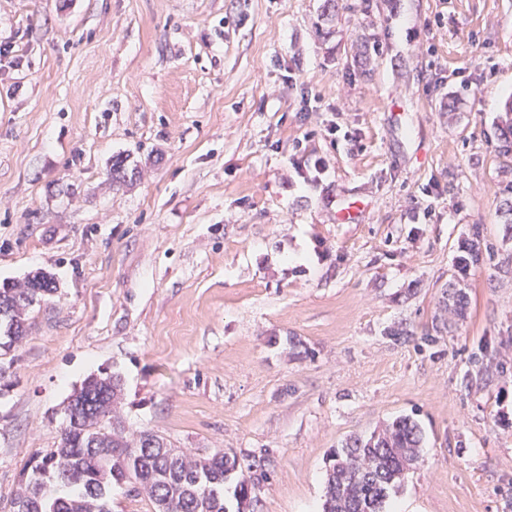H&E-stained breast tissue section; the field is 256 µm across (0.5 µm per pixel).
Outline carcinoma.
Masks as SVG:
<instances>
[{
    "instance_id": "obj_1",
    "label": "carcinoma",
    "mask_w": 512,
    "mask_h": 512,
    "mask_svg": "<svg viewBox=\"0 0 512 512\" xmlns=\"http://www.w3.org/2000/svg\"><path fill=\"white\" fill-rule=\"evenodd\" d=\"M482 256L481 240L474 237L464 243L457 263L467 268ZM54 291L44 272L0 288V321H6L9 342L25 336L28 309ZM120 393V379L108 374L89 377L71 395L92 398L94 413L67 418L59 447L19 481L13 512H108L103 499L114 481L147 494L156 512H228L224 489L236 460L222 452L196 457L167 446H143L152 433L131 437L111 425ZM420 442L417 424L407 417L365 442L355 440L336 455L327 475L324 512H384L390 493L417 461Z\"/></svg>"
}]
</instances>
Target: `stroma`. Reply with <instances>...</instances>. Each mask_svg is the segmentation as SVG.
Masks as SVG:
<instances>
[{"label":"stroma","instance_id":"obj_1","mask_svg":"<svg viewBox=\"0 0 512 512\" xmlns=\"http://www.w3.org/2000/svg\"><path fill=\"white\" fill-rule=\"evenodd\" d=\"M0 41V285H55L0 351V512L103 372L246 512H322L399 417L390 503L512 512V0H0Z\"/></svg>","mask_w":512,"mask_h":512}]
</instances>
